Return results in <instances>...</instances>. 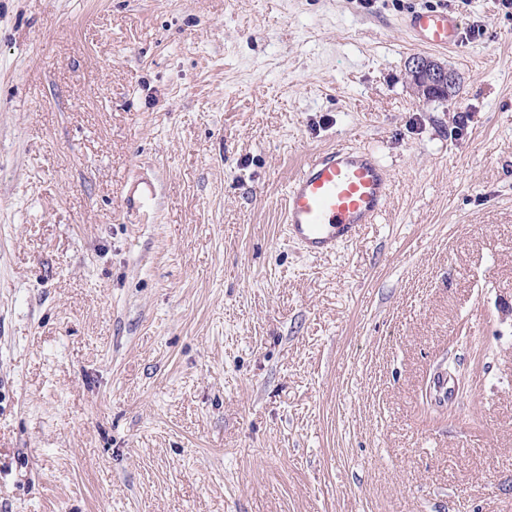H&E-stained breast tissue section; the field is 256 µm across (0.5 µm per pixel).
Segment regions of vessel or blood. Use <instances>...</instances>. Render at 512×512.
<instances>
[{"instance_id":"vessel-or-blood-1","label":"vessel or blood","mask_w":512,"mask_h":512,"mask_svg":"<svg viewBox=\"0 0 512 512\" xmlns=\"http://www.w3.org/2000/svg\"><path fill=\"white\" fill-rule=\"evenodd\" d=\"M404 26L418 45L446 49L461 39L458 18L445 10H413ZM389 171L373 153L342 146L310 157L286 191V231L306 254L335 252L354 239L360 227L375 223L392 191ZM156 188L142 178L127 203L140 211L153 210Z\"/></svg>"}]
</instances>
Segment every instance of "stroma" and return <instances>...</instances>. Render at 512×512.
Masks as SVG:
<instances>
[{
	"mask_svg": "<svg viewBox=\"0 0 512 512\" xmlns=\"http://www.w3.org/2000/svg\"><path fill=\"white\" fill-rule=\"evenodd\" d=\"M438 5L0 0V512H512V16L426 98ZM340 141L393 192L310 256ZM404 27L418 45L447 49L456 47L461 39L458 18L447 10H412L404 20ZM410 73L417 91L424 96H430L436 93V96H442L439 98H445L447 95L439 94H441L442 91L449 93L455 86L454 74L437 65V62L426 56H416L412 58ZM392 187L369 151L338 146L312 156L287 186L288 238L308 255L333 253L375 223ZM156 201V188L148 178L136 181L130 191L127 203L139 211H152Z\"/></svg>",
	"mask_w": 512,
	"mask_h": 512,
	"instance_id": "stroma-1",
	"label": "stroma"
}]
</instances>
